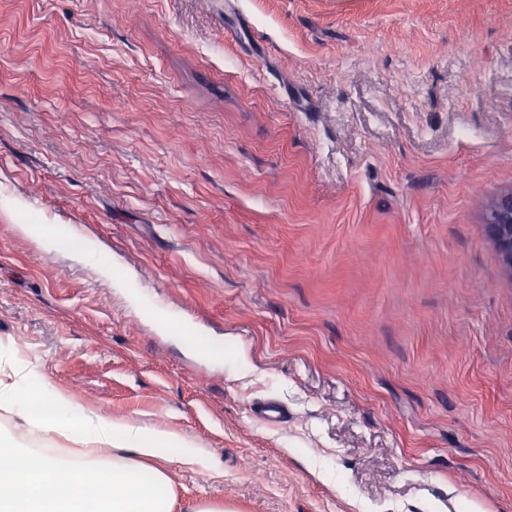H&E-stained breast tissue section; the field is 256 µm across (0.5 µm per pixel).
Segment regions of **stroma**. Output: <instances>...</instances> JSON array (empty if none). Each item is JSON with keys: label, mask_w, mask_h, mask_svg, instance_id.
Returning a JSON list of instances; mask_svg holds the SVG:
<instances>
[{"label": "stroma", "mask_w": 512, "mask_h": 512, "mask_svg": "<svg viewBox=\"0 0 512 512\" xmlns=\"http://www.w3.org/2000/svg\"><path fill=\"white\" fill-rule=\"evenodd\" d=\"M511 191L512 0H0V346L174 512H512ZM490 236L512 272V192L502 196L487 218ZM33 224H21L18 225V229L25 235L31 237L34 242H36L39 246L49 248V249H58L63 246H67L71 244V237L69 235V230L66 227L60 226L52 230L50 233L41 234L34 233ZM155 331L167 339L185 344L189 354L199 362L213 365L220 361L219 355L212 349L201 333L193 330L194 334H185L178 329L175 321L169 318H158L153 322ZM187 335V336H185ZM251 412L253 416L271 424H278L287 419L284 406L274 400H264L255 403L251 408Z\"/></svg>", "instance_id": "35a3bbf8"}]
</instances>
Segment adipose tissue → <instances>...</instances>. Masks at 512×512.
Listing matches in <instances>:
<instances>
[{
	"label": "adipose tissue",
	"instance_id": "1",
	"mask_svg": "<svg viewBox=\"0 0 512 512\" xmlns=\"http://www.w3.org/2000/svg\"><path fill=\"white\" fill-rule=\"evenodd\" d=\"M153 326L186 345L197 361L218 363L201 333H183L169 318ZM0 411L20 416L28 435L79 446L66 460L21 447L14 435L0 432V455L8 459L0 467V512H172L167 462L191 470L215 467L206 449L188 445L179 432L78 405L28 362L0 364Z\"/></svg>",
	"mask_w": 512,
	"mask_h": 512
}]
</instances>
